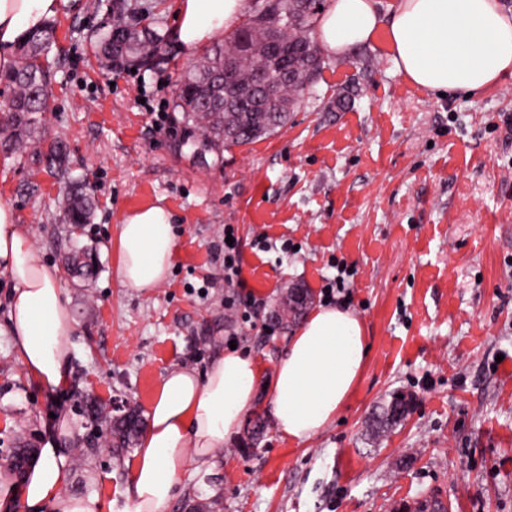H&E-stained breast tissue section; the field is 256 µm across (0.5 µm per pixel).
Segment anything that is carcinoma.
Wrapping results in <instances>:
<instances>
[{
	"label": "carcinoma",
	"mask_w": 512,
	"mask_h": 512,
	"mask_svg": "<svg viewBox=\"0 0 512 512\" xmlns=\"http://www.w3.org/2000/svg\"><path fill=\"white\" fill-rule=\"evenodd\" d=\"M291 0H254L253 14L238 29L239 39L246 40L262 31L273 19L288 24ZM111 21L94 34L91 41L93 53L107 59L109 66L143 67L158 54L161 38L155 31L140 26L134 7L113 0ZM54 28L48 24L43 29L28 34L19 45L18 65L0 77V82L10 87L9 112L0 121V131L7 132L0 139L3 151H20L27 148L30 138L40 123L41 112L46 110L51 74L44 66L53 49ZM227 62L222 47L218 46L200 62L190 66L178 81L179 94L175 97L172 122L184 133V143L194 147V153L223 157L224 149L245 146L270 136L288 123L294 105L288 98L259 97L249 110L236 108L224 111V100L212 97V75L224 72ZM219 105H214V102ZM34 155L47 163L49 169L66 180L67 193L63 203L64 218L70 224L89 223L95 206L94 194L83 182L69 178L66 165L67 147L61 141H52L47 148L34 150ZM399 407L409 412V403L396 396L382 407L378 416L380 426L387 427L400 421L391 414ZM93 419L110 426L115 439L114 447L128 448L141 427L140 414L130 411L125 417L111 420L102 409H93Z\"/></svg>",
	"instance_id": "cac0c4a2"
}]
</instances>
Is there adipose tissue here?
Here are the masks:
<instances>
[{
    "label": "adipose tissue",
    "instance_id": "1",
    "mask_svg": "<svg viewBox=\"0 0 512 512\" xmlns=\"http://www.w3.org/2000/svg\"><path fill=\"white\" fill-rule=\"evenodd\" d=\"M71 0H0V72L15 66L16 46ZM248 0H178L181 46L223 38ZM380 24L377 0H327L317 19L322 46L342 55L365 43ZM387 32L396 71L433 93L478 94L512 78V12L501 0H398ZM176 254L171 215L160 205L128 213L113 244L121 287H158ZM0 274L12 284L8 328L29 379L52 388L65 378L74 318L59 266L40 262L13 207L0 204ZM365 326L346 307L315 308L290 337L270 385L280 433L304 442L335 420L363 371ZM261 375L249 354L217 356L205 375L179 369L165 375L150 403L149 425L128 463L127 512H168L178 477L189 467L217 468L214 449L239 432L254 406ZM71 471L53 444L40 448L18 485L0 488V512H103L98 495L68 493Z\"/></svg>",
    "mask_w": 512,
    "mask_h": 512
}]
</instances>
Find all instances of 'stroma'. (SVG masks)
Instances as JSON below:
<instances>
[{"instance_id": "35a3bbf8", "label": "stroma", "mask_w": 512, "mask_h": 512, "mask_svg": "<svg viewBox=\"0 0 512 512\" xmlns=\"http://www.w3.org/2000/svg\"><path fill=\"white\" fill-rule=\"evenodd\" d=\"M54 17L46 139L64 142L72 175L95 191L93 216L70 234L64 180L31 153L0 151V203L16 211L38 257L63 265L86 249L98 271L65 274L75 319L67 385L43 388L18 362L0 276V483H17L13 448L57 441L73 481L124 512L131 450L86 404L117 399L147 413L157 385L181 368L205 373L229 346L249 351L263 379L218 468L181 475L168 512L212 501L215 512H395L435 497L448 512H512V79L481 94L440 96L399 74L377 40L323 69L286 126L198 158L163 127L177 78L208 45L173 36L177 0H143L165 40L154 67L105 69L90 35L107 0ZM167 82H156L157 72ZM165 207L177 233L174 270L158 288L121 287L111 273L117 228L130 211ZM241 242L239 298L225 309V225ZM353 265L348 307L365 324L369 357L339 421L311 440L283 438L266 380L297 326L281 321L286 289L322 302L337 263ZM411 411L379 431L392 396Z\"/></svg>"}]
</instances>
